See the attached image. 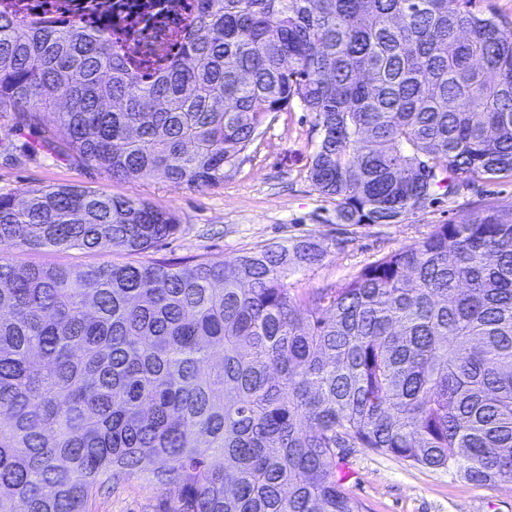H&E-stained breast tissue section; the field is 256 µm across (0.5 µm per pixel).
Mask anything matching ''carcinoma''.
<instances>
[{
    "mask_svg": "<svg viewBox=\"0 0 512 512\" xmlns=\"http://www.w3.org/2000/svg\"><path fill=\"white\" fill-rule=\"evenodd\" d=\"M25 2L0 3V111L116 181L221 183L296 102L342 224L512 174V24L471 0H197L176 60L124 55L125 28L31 27ZM179 227L88 187L0 196V512H90L140 481L153 512H365L340 448L512 481V212L301 295L286 279L321 262L312 239L231 261L13 258L140 255Z\"/></svg>",
    "mask_w": 512,
    "mask_h": 512,
    "instance_id": "cac0c4a2",
    "label": "carcinoma"
}]
</instances>
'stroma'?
<instances>
[{"label": "stroma", "mask_w": 512, "mask_h": 512, "mask_svg": "<svg viewBox=\"0 0 512 512\" xmlns=\"http://www.w3.org/2000/svg\"><path fill=\"white\" fill-rule=\"evenodd\" d=\"M317 139L310 113L293 105L275 115L222 184L176 188L160 179L115 181L102 169L72 165L44 146L40 128L18 123L7 112L0 114V195L33 186L81 185L146 199L174 212L180 222L176 235L147 252L150 260L230 261L272 242L311 238L325 253L318 265L289 276V288L298 293L343 284L383 255L421 241L436 225L456 224L487 210L512 212L509 175L462 183L450 195L437 193L397 224L338 223L335 200L316 191L308 177ZM127 259L109 250L42 249L18 257L23 264L74 267ZM336 477L366 512H512V482L478 486L366 448L341 449ZM153 504L150 488L139 482L98 498L92 512H152Z\"/></svg>", "instance_id": "obj_1"}]
</instances>
